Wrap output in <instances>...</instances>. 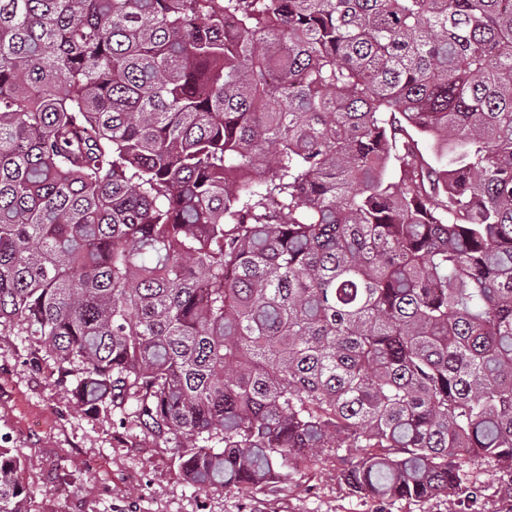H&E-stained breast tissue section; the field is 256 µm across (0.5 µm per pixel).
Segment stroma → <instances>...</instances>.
Listing matches in <instances>:
<instances>
[{
	"label": "stroma",
	"mask_w": 512,
	"mask_h": 512,
	"mask_svg": "<svg viewBox=\"0 0 512 512\" xmlns=\"http://www.w3.org/2000/svg\"><path fill=\"white\" fill-rule=\"evenodd\" d=\"M0 448L27 461L28 512H501L512 484L476 459L464 465L476 500L458 492L380 502L352 493L339 462L326 457L247 496L232 487L200 491L169 437L148 433L132 410L80 405L68 377L13 335H0Z\"/></svg>",
	"instance_id": "stroma-1"
}]
</instances>
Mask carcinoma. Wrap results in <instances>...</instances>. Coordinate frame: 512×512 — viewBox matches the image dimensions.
Returning a JSON list of instances; mask_svg holds the SVG:
<instances>
[{"mask_svg": "<svg viewBox=\"0 0 512 512\" xmlns=\"http://www.w3.org/2000/svg\"><path fill=\"white\" fill-rule=\"evenodd\" d=\"M16 321L200 491L512 474V0H0Z\"/></svg>", "mask_w": 512, "mask_h": 512, "instance_id": "cac0c4a2", "label": "carcinoma"}]
</instances>
